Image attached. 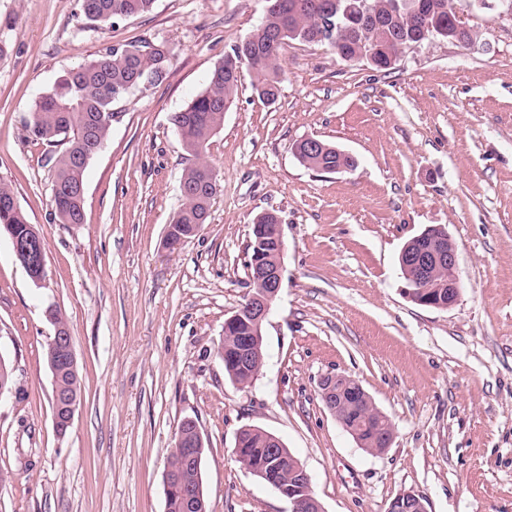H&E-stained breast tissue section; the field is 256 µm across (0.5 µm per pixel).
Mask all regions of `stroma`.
<instances>
[{
	"instance_id": "35a3bbf8",
	"label": "stroma",
	"mask_w": 512,
	"mask_h": 512,
	"mask_svg": "<svg viewBox=\"0 0 512 512\" xmlns=\"http://www.w3.org/2000/svg\"><path fill=\"white\" fill-rule=\"evenodd\" d=\"M265 0H155L96 29L79 0H0V183L44 233L33 283L0 234V512H165L163 475L182 420L206 441L212 512H290L237 460L246 426L278 437L310 474L325 512H386L398 494L428 512H512V0H474L464 49L427 40L388 70L324 45L289 43L269 104L242 70L206 158L219 179L198 235L163 240L194 158L170 125L206 87ZM164 43L166 80L135 91L85 171L84 217L51 201L49 149L26 122L55 80L106 48ZM323 139L353 169L303 166L297 141ZM275 213L283 284L263 324L265 366L244 387L216 351L250 290L254 219ZM441 225L460 295L448 309L404 293L403 246ZM58 311L72 336L82 402L53 428L44 351ZM356 379L391 422L383 453L359 448L324 405L326 374Z\"/></svg>"
}]
</instances>
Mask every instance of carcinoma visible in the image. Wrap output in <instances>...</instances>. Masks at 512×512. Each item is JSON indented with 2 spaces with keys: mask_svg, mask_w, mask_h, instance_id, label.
Listing matches in <instances>:
<instances>
[{
  "mask_svg": "<svg viewBox=\"0 0 512 512\" xmlns=\"http://www.w3.org/2000/svg\"><path fill=\"white\" fill-rule=\"evenodd\" d=\"M155 0H80L82 21L89 25H112L115 21L149 12ZM266 9L261 21L268 33L267 40L254 41L247 37L234 45L231 56L244 57L241 64L253 73V89L258 97L273 102L277 100L280 86V56L285 44L326 45L342 60L359 50L357 40L332 27L336 22L318 24L325 16L340 17L343 24L355 26L360 19L352 10L356 0H265ZM372 11L383 19V25L372 31L371 38L381 52L396 51L395 38L409 34L421 26H429L436 38L446 40L449 16L460 0H368ZM421 5L416 12L414 7ZM147 42L129 43L119 49L91 58L78 68L67 72L54 82L52 89L35 101L26 125L29 136L49 146L60 142L64 149L50 158L52 171V202L54 213L64 224L83 222L84 195L78 188L84 185V174L93 157L91 146L104 145L118 117L113 111L116 102L135 90L148 85H158L166 78L174 50H149ZM239 76L233 74L228 63L221 61L210 72L206 88L185 108L170 116L176 135L195 162L184 170L179 184L181 204L171 220L176 232L187 235L193 225L206 222L211 200L217 193L218 179L204 156L210 138L224 124L228 110L238 91ZM299 161L318 171L333 173L348 160L336 152V146L322 142L313 154L303 153ZM258 223L265 226L264 235L270 249H275L280 236L279 219L274 213L258 216ZM10 228L23 236L32 233L30 224L17 205L13 191L0 184V229ZM253 335L250 323L241 321L225 336L224 344L217 350V357L224 364V374L243 386L251 384L265 364L263 342L252 344L250 363L238 367L227 347L235 345L239 337ZM48 366H56L58 396L52 397V406L60 414L71 404H81V377L79 368L66 362L55 363L45 355ZM337 419L356 443L365 449L378 444L379 435L391 427L389 420L368 404L365 396L357 394L345 399L338 408ZM182 434L180 455H171L168 462L178 472L180 480L195 488L203 480V465L185 464V449L195 446L193 428L178 427ZM240 447L244 448L243 463L253 469L267 465L274 444L269 433L259 427L248 426L237 433ZM276 448V447H274ZM278 454L293 462L295 456L286 447L276 448ZM166 512H199L196 500L182 496L166 497Z\"/></svg>",
  "mask_w": 512,
  "mask_h": 512,
  "instance_id": "carcinoma-1",
  "label": "carcinoma"
}]
</instances>
